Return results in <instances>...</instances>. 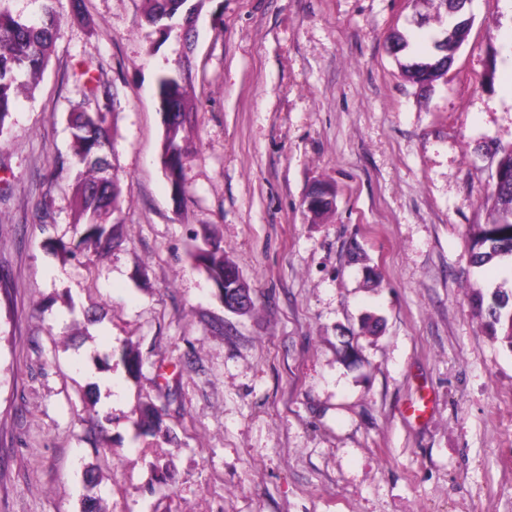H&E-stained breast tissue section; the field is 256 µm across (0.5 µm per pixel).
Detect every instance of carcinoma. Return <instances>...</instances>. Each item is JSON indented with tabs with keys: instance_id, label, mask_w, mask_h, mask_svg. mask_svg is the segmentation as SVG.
Returning a JSON list of instances; mask_svg holds the SVG:
<instances>
[{
	"instance_id": "obj_1",
	"label": "carcinoma",
	"mask_w": 512,
	"mask_h": 512,
	"mask_svg": "<svg viewBox=\"0 0 512 512\" xmlns=\"http://www.w3.org/2000/svg\"><path fill=\"white\" fill-rule=\"evenodd\" d=\"M38 10L34 17L22 18L0 8V132L11 114L15 93L21 77L37 75L46 69L50 50L59 35V21L55 0H36ZM145 22L168 35L180 30L183 53L177 67L158 79L157 92L160 109L170 113L164 118L166 136L162 163L175 192L181 191L180 173L189 147L178 138L190 113L185 110V71L193 53L194 34L198 13L190 0H147ZM470 29L458 24L457 18L448 16L447 36L435 44L437 54L429 61L415 63L414 75L432 74L447 66L445 48L461 45ZM83 102L70 114L69 124L74 141L73 158L55 160L54 168L68 169L74 189L76 206L75 224L84 226L79 244L98 256L112 251V214L119 209L120 191L112 177V143L110 120L117 101L111 88L102 85L92 75L91 66L80 65ZM488 199L493 202L492 220L484 225L470 244V262L480 266L497 256H512V190L504 192L493 188ZM193 258L219 291L224 294V274L232 270L224 260V251L203 236V245L196 247ZM512 298L496 293L491 302L479 304L481 317L492 332L496 326L504 329V336L512 347V310H507Z\"/></svg>"
}]
</instances>
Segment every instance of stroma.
<instances>
[{"mask_svg":"<svg viewBox=\"0 0 512 512\" xmlns=\"http://www.w3.org/2000/svg\"><path fill=\"white\" fill-rule=\"evenodd\" d=\"M55 8L0 132V512H512V349L476 310L512 264L468 253L512 149V10L471 0L423 88L401 65L446 33L438 0H204L178 197L157 79L181 38L146 0ZM83 61L118 101L119 243L90 262L46 244L79 240L69 172L45 175ZM204 227L250 308L195 265Z\"/></svg>","mask_w":512,"mask_h":512,"instance_id":"stroma-1","label":"stroma"}]
</instances>
